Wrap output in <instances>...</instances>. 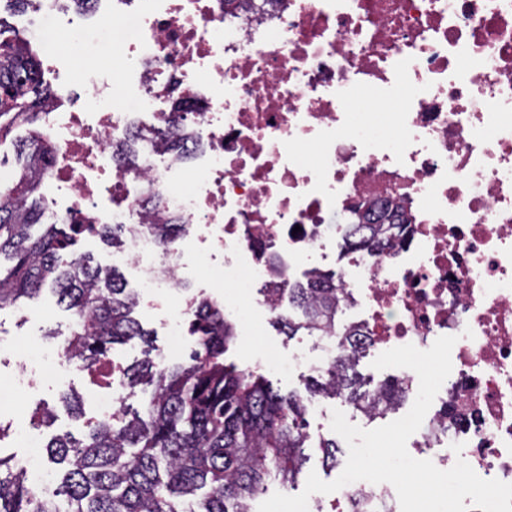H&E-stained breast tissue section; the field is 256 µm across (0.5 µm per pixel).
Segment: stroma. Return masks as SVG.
Segmentation results:
<instances>
[{"mask_svg": "<svg viewBox=\"0 0 512 512\" xmlns=\"http://www.w3.org/2000/svg\"><path fill=\"white\" fill-rule=\"evenodd\" d=\"M133 35L132 26L114 28L100 47L99 65L106 73L117 100H125L130 95L129 88L121 77V61L115 54L118 45ZM37 53L46 66L44 79L60 99L76 104L83 109L88 105L86 89L76 73L83 60L75 54L70 31H47L44 44ZM240 307L248 309L250 321L238 330V344L232 354L237 362L254 363L257 355L267 347L275 346L282 356L289 357L304 352L308 357H319L318 339L306 334L287 337L273 324L274 315L256 300L244 298ZM26 311L33 313L30 321L21 320L16 309L0 310V338L11 341L12 349L0 352V454L21 457L24 450L17 438L22 429H35L41 439H48L53 430H69L81 435L83 427L66 412L60 411L62 394L76 392L82 396L85 410H92L97 395L103 392L102 384L93 381L87 372L72 367L60 384L43 385L30 390L25 399L14 400L9 396L10 386L19 372V362L27 358L33 348H52L57 346L60 337L69 334L73 319L69 312L56 304L51 293H43L38 299L25 305ZM134 315L144 328L153 333V346L166 352L169 363L176 364L184 360L195 344L194 336H187L183 346H174L162 323V311L149 306L146 299H139ZM48 404L59 410L54 428L34 426L32 415L37 407Z\"/></svg>", "mask_w": 512, "mask_h": 512, "instance_id": "1", "label": "stroma"}]
</instances>
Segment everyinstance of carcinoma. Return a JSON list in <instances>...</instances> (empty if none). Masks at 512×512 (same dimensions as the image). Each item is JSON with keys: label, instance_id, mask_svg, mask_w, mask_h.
<instances>
[{"label": "carcinoma", "instance_id": "obj_1", "mask_svg": "<svg viewBox=\"0 0 512 512\" xmlns=\"http://www.w3.org/2000/svg\"><path fill=\"white\" fill-rule=\"evenodd\" d=\"M0 23V142L21 126H31L55 99L41 78V61L29 42L4 36ZM132 129L113 145L115 158L134 167ZM16 168L0 179V310L38 296L45 286L70 311L74 325L64 339L66 352L95 375L118 344L150 333L133 316L137 299L116 267H103L73 247L92 233L114 248L127 246L121 224H43L35 193L55 154L51 139L32 129L15 140ZM184 225L170 217L153 225L167 243ZM398 224H351L350 245L383 247L397 238ZM292 313L276 316L281 332L292 337L350 336L336 322L343 294L334 273H317L284 289ZM194 314L195 348L188 362L165 365L151 350L132 366L112 364L128 396L149 385L142 412L127 418L123 410L108 423L87 422L81 438L55 434L44 445L58 466L60 483L37 491L27 473L0 455V512H251L254 498L277 481H294L307 460L308 404L316 397H337L378 418L393 411L405 392L385 380L363 388L357 370L361 357L345 342L338 357L305 385L307 395L282 394L257 366L230 359L236 325L208 298L189 302ZM323 462H338L340 446L319 439Z\"/></svg>", "mask_w": 512, "mask_h": 512}]
</instances>
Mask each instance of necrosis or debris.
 <instances>
[{"label":"necrosis or debris","mask_w":512,"mask_h":512,"mask_svg":"<svg viewBox=\"0 0 512 512\" xmlns=\"http://www.w3.org/2000/svg\"><path fill=\"white\" fill-rule=\"evenodd\" d=\"M73 10L29 0L15 32L37 40ZM129 20L136 34L118 52L137 113L120 110L90 53L92 106L42 113L62 205L50 219L126 225L113 262L160 308L189 263L182 242L161 246L148 228L141 200L159 191L212 281L268 307L273 279L301 261L325 270L347 225L390 200L403 233L349 252L342 310L377 350L455 337L452 372L409 446L439 469L461 458L512 483V0H277L242 17L224 0H95L84 25ZM171 112L186 116L183 157L152 140ZM131 129L137 171L112 154ZM356 498L364 512H400L391 484L364 481L336 512Z\"/></svg>","instance_id":"1"}]
</instances>
